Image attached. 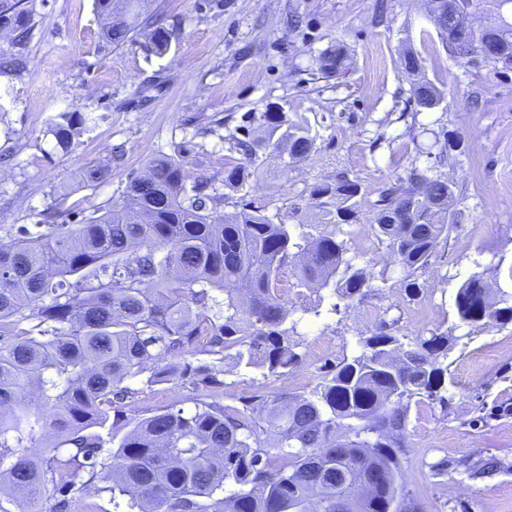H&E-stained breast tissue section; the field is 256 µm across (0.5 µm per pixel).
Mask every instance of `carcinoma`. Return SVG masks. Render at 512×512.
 Wrapping results in <instances>:
<instances>
[{"label":"carcinoma","mask_w":512,"mask_h":512,"mask_svg":"<svg viewBox=\"0 0 512 512\" xmlns=\"http://www.w3.org/2000/svg\"><path fill=\"white\" fill-rule=\"evenodd\" d=\"M143 0H95L103 38L121 47L148 32L151 49L164 53L169 33ZM429 12L441 40L467 41L448 22V0ZM0 28L16 35L22 54L29 17L0 0ZM481 40L494 48L484 63L512 68V22L499 17ZM344 63L341 47L325 52L320 70ZM403 72L416 77L410 94L417 111L437 108L445 93L419 78L418 55L402 56ZM233 149L244 160L224 163V186L241 192L257 170L258 148L287 153L290 162L316 151L307 120L279 112L249 117ZM81 118L62 114L53 126L67 147ZM460 141L446 136L430 166L411 163L372 203V236L409 280L425 268L453 230L457 189L437 171ZM182 150L151 162L132 177L123 202L97 209L80 224H57L32 235L25 227L0 243V496L32 512H68L93 493L110 492L132 512H336V497L360 498L361 512H409L399 484L409 401L440 391L448 367L439 361L448 336L405 343L376 332L360 340L359 355L335 364L311 395L263 402L261 413L277 436L276 452L264 446L251 411H231L213 399L224 387L225 352L237 367L288 374L299 363L297 321L278 290L280 270L298 263V286L332 290L349 303L362 300L374 277L347 258L340 226L356 224L365 203L362 184L346 171L314 183L309 200L322 231L294 232L276 214L243 204L216 215L221 196L207 185L185 190ZM108 170L78 174L86 187ZM75 277L71 283L68 278ZM484 300L482 308L476 306ZM460 323L478 327L512 323V291L491 293L484 274L459 287ZM30 329H1L23 320ZM215 363L194 366L185 355L198 346ZM170 377H189L212 401L191 411L171 405L146 417L135 414L139 394ZM344 420L354 438L332 433ZM107 433H102V430ZM88 479L80 481L83 475ZM56 498L48 505L50 498Z\"/></svg>","instance_id":"obj_1"}]
</instances>
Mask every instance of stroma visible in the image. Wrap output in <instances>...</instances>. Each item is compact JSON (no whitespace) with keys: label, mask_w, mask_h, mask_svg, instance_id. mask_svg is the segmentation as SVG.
I'll list each match as a JSON object with an SVG mask.
<instances>
[{"label":"stroma","mask_w":512,"mask_h":512,"mask_svg":"<svg viewBox=\"0 0 512 512\" xmlns=\"http://www.w3.org/2000/svg\"><path fill=\"white\" fill-rule=\"evenodd\" d=\"M30 15L26 64L0 70V241L19 226L45 233L82 222L100 207L121 203L131 177L161 155L185 150L186 186L205 181L226 194L221 209L248 202L268 214L298 203L306 231L316 211L309 187L343 169L358 177L367 201L377 200L398 167L428 166L423 148L436 135L460 139L444 173L458 182L455 229L406 288L400 267L383 248L356 249L369 234L370 212L344 225L350 258L381 288L340 304L321 319L305 316L298 331L301 362L284 377L224 364L230 408L259 397L309 394L338 358L360 351L376 331L408 340L450 337L443 401L412 398L408 448L399 483L414 512H512V324L456 326L454 298L472 273L498 265L491 288H511L512 69L465 64L430 22L425 0H150L171 38L166 52L145 37L116 48L106 43L93 0H20ZM346 52L343 68L322 74L327 48ZM413 51L423 76L445 91L430 111L416 112L400 56ZM158 84L149 102L135 94ZM267 110L306 118L317 149L300 162L267 151L247 194L226 192L224 160L243 117ZM84 120L68 148L51 131L60 113ZM108 179L86 187L76 177L89 165ZM334 337V353L315 359L317 337ZM200 393L190 379L155 385L136 403L140 413L177 405L190 410ZM497 462L473 477L465 463Z\"/></svg>","instance_id":"35a3bbf8"}]
</instances>
